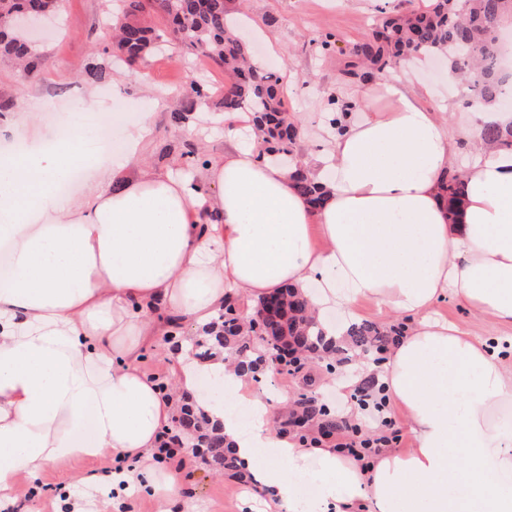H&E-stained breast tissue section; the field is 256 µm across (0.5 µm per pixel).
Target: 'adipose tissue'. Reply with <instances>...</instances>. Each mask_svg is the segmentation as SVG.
Segmentation results:
<instances>
[{
	"mask_svg": "<svg viewBox=\"0 0 512 512\" xmlns=\"http://www.w3.org/2000/svg\"><path fill=\"white\" fill-rule=\"evenodd\" d=\"M43 101L25 94L0 134L23 136V154H0V505L49 465L125 461L115 477L151 487L161 505L178 497L157 477L153 452L174 407L140 370L145 349L174 321L208 326L227 296L257 302L289 285L328 341L360 321V302L410 315L415 324L381 369L413 436L367 464L331 445L310 447L270 427L273 407L227 353L198 364L187 343L173 351L174 389L191 396L200 372L232 388L253 413L242 428L221 403L210 421L270 493L269 512H512V362L458 321L448 297L512 331V150L483 144L489 124L511 121L486 104L452 129L420 91L384 74L361 92L357 120L295 167L273 164L247 139L248 116L224 118L234 147L181 175L149 164L151 120L123 143L120 161L91 151L88 97L75 139L48 143L36 124ZM472 162L456 201L442 190L460 141ZM323 185L312 208L295 168ZM83 168L76 196L58 183ZM345 319L329 320L332 311ZM315 487L299 493L300 480Z\"/></svg>",
	"mask_w": 512,
	"mask_h": 512,
	"instance_id": "obj_1",
	"label": "adipose tissue"
}]
</instances>
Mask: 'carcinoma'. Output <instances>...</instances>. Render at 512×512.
Returning <instances> with one entry per match:
<instances>
[{
  "mask_svg": "<svg viewBox=\"0 0 512 512\" xmlns=\"http://www.w3.org/2000/svg\"><path fill=\"white\" fill-rule=\"evenodd\" d=\"M55 8V0H0V55L16 61L17 77L24 81L36 67L35 43L14 29L17 13L24 10L45 18ZM227 0H114L111 12L116 29L117 49L131 62L145 60L162 49L160 22L176 40L224 72L223 105L226 112L248 110L262 134L268 158L281 162L294 155L298 131L281 94L279 73L253 56L251 47L228 28ZM512 22V0H430L424 9L403 15L384 16L362 36L347 62L342 79L364 80L381 73L390 62L444 51L454 71L468 78L465 105H501L512 98V78L502 75L501 31ZM482 139L512 150V122L502 127L489 125ZM295 187L312 207L325 200L323 188L303 172L294 174ZM283 308L265 320V333L273 339L289 338L302 353L315 352L331 344L314 330L306 318V300L291 286L278 291ZM254 323L243 331L236 299L227 298L213 326L192 343L194 356L207 360L233 345L241 363L253 370L272 367L280 358L276 344L261 342ZM345 351L366 357L388 342L387 333L373 323L355 324L348 332ZM180 414L191 422L187 434L194 445L211 449L214 464L237 471L243 463L235 456L218 429H207L206 411L198 404H186Z\"/></svg>",
  "mask_w": 512,
  "mask_h": 512,
  "instance_id": "carcinoma-1",
  "label": "carcinoma"
}]
</instances>
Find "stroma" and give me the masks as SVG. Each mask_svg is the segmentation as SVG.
Segmentation results:
<instances>
[{
  "label": "stroma",
  "instance_id": "1",
  "mask_svg": "<svg viewBox=\"0 0 512 512\" xmlns=\"http://www.w3.org/2000/svg\"><path fill=\"white\" fill-rule=\"evenodd\" d=\"M56 30L36 44L39 59L30 79L47 104L44 108L43 130L54 136L60 123L79 120L86 90H94L98 100L107 92L117 91L129 111L136 115L154 113L149 160L156 166H168L182 174L194 173L195 168L182 160L185 146L202 145L205 155L223 154L224 109L222 93L224 75L215 66L194 58L190 50L167 41L162 53L148 61L128 65L112 43L111 21L105 0H57ZM229 10H246L248 24L240 28L241 35L251 42L262 58H269L268 38H275L284 52L282 77L285 101L289 111L300 118L301 144H308L326 135L322 120L331 111L332 98L351 100L358 85L339 83L338 71L352 57V49L362 34L378 19L380 9L376 0H228ZM331 32L336 36L334 52L321 53L313 46L319 34ZM101 63L106 71L102 80L91 82L85 77L89 63ZM448 64L435 62L427 69L415 72L400 69V77H412L430 87L433 96L429 107L451 104L448 122L452 128L465 126L469 111L463 108L464 94L449 82ZM194 72L199 84L207 87L205 99H197L188 84L178 78ZM188 108V121L174 122V109ZM191 323H183L176 337H156L142 357L143 374L154 381H172L173 361L169 356L172 340L193 337ZM310 384H302L298 376L284 371L258 375V388L290 396L307 398L315 408H327L335 417H343L350 406L354 391L346 362H338L334 371L325 363L315 361ZM185 464L175 470L180 486L175 512H263L266 496L256 486L245 485L231 473L206 464L191 449H184ZM111 459L94 462L48 466L37 478L22 481L16 488L13 512H24L30 500L45 503L54 500L56 507L64 503L75 505L78 512H158L159 504L147 489L122 491L116 500H108L83 475L112 467Z\"/></svg>",
  "mask_w": 512,
  "mask_h": 512
}]
</instances>
